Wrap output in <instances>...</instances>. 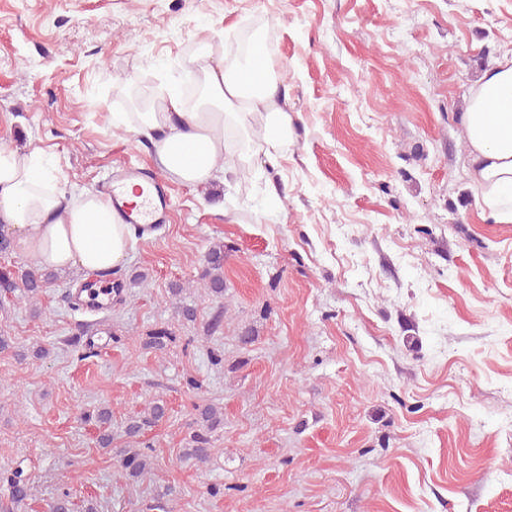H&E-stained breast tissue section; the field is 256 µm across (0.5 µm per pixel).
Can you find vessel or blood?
I'll use <instances>...</instances> for the list:
<instances>
[{"label":"vessel or blood","mask_w":512,"mask_h":512,"mask_svg":"<svg viewBox=\"0 0 512 512\" xmlns=\"http://www.w3.org/2000/svg\"><path fill=\"white\" fill-rule=\"evenodd\" d=\"M133 181L142 182L146 189V201L140 208L128 206L124 198V186ZM107 192L112 199L113 209L126 224L148 226L159 224L172 205V200L163 184L133 168L122 167L110 172ZM75 300L79 303L86 301L102 309L110 308L112 285L108 282L101 283L98 287L88 289L86 294L76 295Z\"/></svg>","instance_id":"b4317fda"}]
</instances>
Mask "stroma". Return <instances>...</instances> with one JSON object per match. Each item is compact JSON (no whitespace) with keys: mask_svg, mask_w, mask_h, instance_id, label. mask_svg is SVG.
<instances>
[{"mask_svg":"<svg viewBox=\"0 0 512 512\" xmlns=\"http://www.w3.org/2000/svg\"><path fill=\"white\" fill-rule=\"evenodd\" d=\"M254 27L293 118L279 165L259 141L240 170L231 141L223 179L171 182L165 227L111 273L124 290L106 318L70 305L78 271L37 316L0 295V470L29 475L27 512L63 491L143 512L150 486H126L83 415L109 407L120 447L160 398L148 437L154 482L182 491L173 512H512V224L479 222L460 137L483 71L512 52V0H0V146L42 149L70 190L154 170L149 139L111 113L145 80L193 84L203 38ZM216 244L214 342L219 303L196 292L184 323L169 288L200 286ZM93 322L92 356L61 349ZM161 328L176 336L162 355L143 347ZM205 400L224 430L199 467L180 450ZM204 288L212 299L218 300L219 304L210 314L206 323L209 335H214L224 329V247L213 246L207 253L206 268L202 275Z\"/></svg>","mask_w":512,"mask_h":512,"instance_id":"stroma-1","label":"stroma"}]
</instances>
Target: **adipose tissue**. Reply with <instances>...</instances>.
<instances>
[{"label": "adipose tissue", "instance_id": "adipose-tissue-1", "mask_svg": "<svg viewBox=\"0 0 512 512\" xmlns=\"http://www.w3.org/2000/svg\"><path fill=\"white\" fill-rule=\"evenodd\" d=\"M261 46L233 63L204 44L193 64L201 96L189 104L174 87L152 93L147 112H116L112 124L139 135L158 133L154 161L173 180L194 187L215 179L224 156V131L249 134V119L265 120L266 140L287 144L292 118L273 66L260 65ZM468 171L481 197L484 224H512V56L503 55L473 90L461 124ZM39 151L0 149V228L21 256L47 269H82L102 276L127 258L139 234L122 223L109 197L85 189L72 194Z\"/></svg>", "mask_w": 512, "mask_h": 512}]
</instances>
